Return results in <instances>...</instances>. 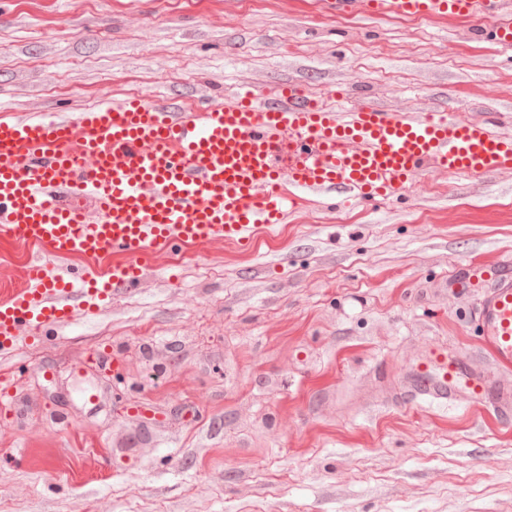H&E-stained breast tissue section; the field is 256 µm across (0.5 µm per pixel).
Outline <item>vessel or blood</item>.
<instances>
[{
    "label": "vessel or blood",
    "mask_w": 512,
    "mask_h": 512,
    "mask_svg": "<svg viewBox=\"0 0 512 512\" xmlns=\"http://www.w3.org/2000/svg\"><path fill=\"white\" fill-rule=\"evenodd\" d=\"M336 16L474 23L512 46V0H318ZM512 171V139L490 123L392 111L364 102L336 111L296 83L247 84L227 101L199 93L190 105L123 97L73 116L0 113V239L102 264L78 278L41 261L0 299V348L42 325L90 314L95 302L137 288L143 259L178 242L252 248L288 214L401 196L435 175ZM484 361L431 346L407 364L411 396L512 411V279L484 290L475 312Z\"/></svg>",
    "instance_id": "1"
}]
</instances>
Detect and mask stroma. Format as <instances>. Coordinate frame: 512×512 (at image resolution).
Returning <instances> with one entry per match:
<instances>
[{"label":"stroma","instance_id":"35a3bbf8","mask_svg":"<svg viewBox=\"0 0 512 512\" xmlns=\"http://www.w3.org/2000/svg\"><path fill=\"white\" fill-rule=\"evenodd\" d=\"M512 47L455 20L332 18L316 0H0V110L117 90L493 112ZM470 262L512 276V173L296 212L241 251L169 249L134 292L0 351V512H512V415L395 391L432 345L479 353ZM132 445L133 460L105 462ZM495 470H487V459Z\"/></svg>","mask_w":512,"mask_h":512}]
</instances>
